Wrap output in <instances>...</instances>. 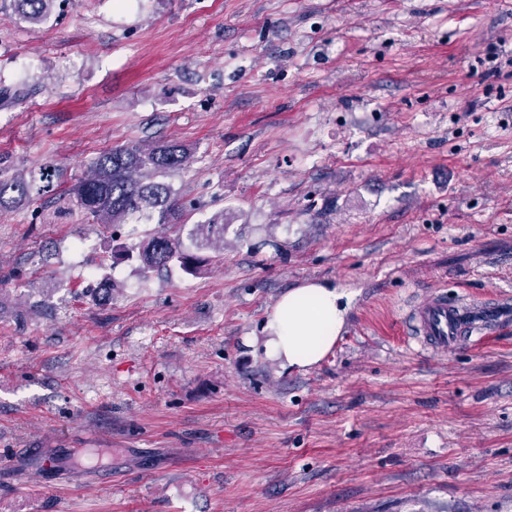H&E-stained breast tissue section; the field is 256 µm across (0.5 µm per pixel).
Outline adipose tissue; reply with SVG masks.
<instances>
[{
  "mask_svg": "<svg viewBox=\"0 0 512 512\" xmlns=\"http://www.w3.org/2000/svg\"><path fill=\"white\" fill-rule=\"evenodd\" d=\"M348 304L343 290L318 281L288 290L266 321V358L288 371L317 365L343 331Z\"/></svg>",
  "mask_w": 512,
  "mask_h": 512,
  "instance_id": "obj_1",
  "label": "adipose tissue"
}]
</instances>
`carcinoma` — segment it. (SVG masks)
<instances>
[{"instance_id": "1", "label": "carcinoma", "mask_w": 512, "mask_h": 512, "mask_svg": "<svg viewBox=\"0 0 512 512\" xmlns=\"http://www.w3.org/2000/svg\"><path fill=\"white\" fill-rule=\"evenodd\" d=\"M14 9L33 24L45 22L56 0H9ZM190 154L173 141L149 145L118 144L101 152L89 164L87 174L60 189L58 169L47 165L26 174L0 179V211L33 199L67 200L61 218L76 217L78 224L117 227L138 215L145 224L156 222L163 232L112 248V258L131 262L144 276L177 267L189 275L203 270L207 259L197 251L213 246L224 249V213L193 225L186 246L182 230L186 212L167 178L186 168Z\"/></svg>"}]
</instances>
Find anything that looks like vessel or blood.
<instances>
[{
    "mask_svg": "<svg viewBox=\"0 0 512 512\" xmlns=\"http://www.w3.org/2000/svg\"><path fill=\"white\" fill-rule=\"evenodd\" d=\"M411 340L418 351L448 353L462 342L479 345L512 324V304L489 302L467 306L461 300H449L443 290L435 289L409 311Z\"/></svg>",
    "mask_w": 512,
    "mask_h": 512,
    "instance_id": "1",
    "label": "vessel or blood"
}]
</instances>
